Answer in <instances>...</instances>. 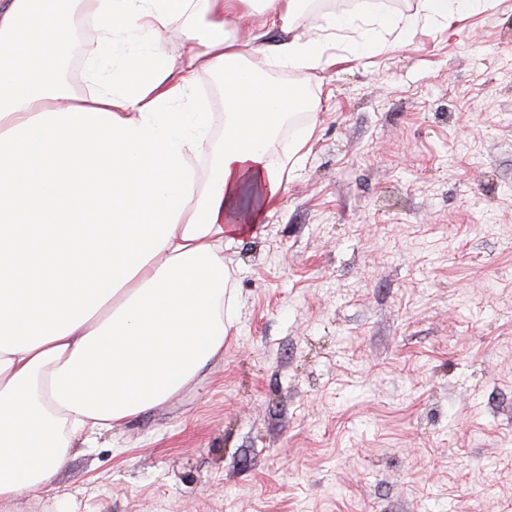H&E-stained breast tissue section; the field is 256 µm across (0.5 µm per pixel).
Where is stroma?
Listing matches in <instances>:
<instances>
[{"instance_id":"35a3bbf8","label":"stroma","mask_w":512,"mask_h":512,"mask_svg":"<svg viewBox=\"0 0 512 512\" xmlns=\"http://www.w3.org/2000/svg\"><path fill=\"white\" fill-rule=\"evenodd\" d=\"M332 44L224 349L0 512H512V0Z\"/></svg>"}]
</instances>
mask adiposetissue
<instances>
[{
    "mask_svg": "<svg viewBox=\"0 0 512 512\" xmlns=\"http://www.w3.org/2000/svg\"><path fill=\"white\" fill-rule=\"evenodd\" d=\"M486 2L325 21L302 0H0V500L47 488L74 444L170 399L223 349L224 243L282 196L267 150L297 106L254 56L307 74L332 64L330 33L364 53ZM80 22L96 37L78 97ZM175 26L180 57L162 50ZM204 71L224 81L216 142ZM87 44L86 38V30L85 28H81L77 34L75 42L69 48L68 53L70 54V69H69V78L72 86L79 93L81 90V82H78L77 71L80 63V59L82 57L83 50Z\"/></svg>",
    "mask_w": 512,
    "mask_h": 512,
    "instance_id": "1",
    "label": "adipose tissue"
}]
</instances>
